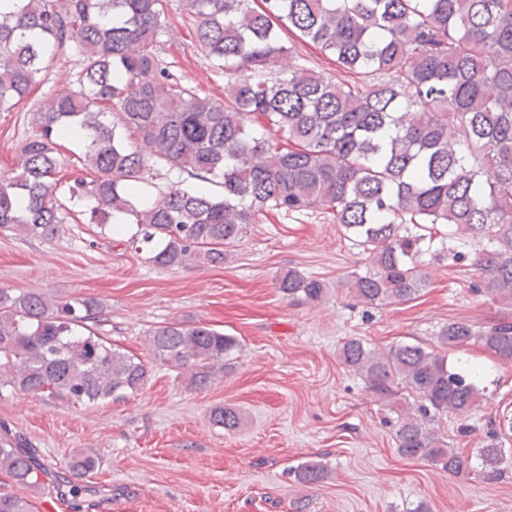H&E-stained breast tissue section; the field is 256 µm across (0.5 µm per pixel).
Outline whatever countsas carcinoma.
I'll return each mask as SVG.
<instances>
[{"label":"carcinoma","instance_id":"obj_1","mask_svg":"<svg viewBox=\"0 0 512 512\" xmlns=\"http://www.w3.org/2000/svg\"><path fill=\"white\" fill-rule=\"evenodd\" d=\"M183 0L195 48L224 70V100L200 96L159 51L165 0H0V112L26 102L47 52L65 46L83 62L77 84L33 112L39 134L19 147L20 166L0 176V232L55 237L62 224L56 138L82 142L96 178L81 184L94 200L90 222L134 218L128 242L159 267L224 263V251L270 214L322 207L366 253L363 273L340 286L367 306L404 303L427 285L419 257L423 234L408 225H448V237L478 244L472 290L512 307V0ZM307 39L334 56L349 80L305 64L282 74V35ZM159 163L202 179L218 178L215 196L180 184L146 207L137 184ZM486 171L494 178L483 179ZM277 288L288 299L321 301L327 284L288 270ZM93 297L49 299L0 289V397L49 392L97 404L141 391L154 363L187 372L202 390L237 350L235 337L205 323L172 321L151 329L147 354L112 346L87 322ZM477 343L512 362V321L488 326L457 320L437 343ZM343 364L397 415L395 444L407 459L454 475L480 470L502 478L505 460L494 431L472 455L453 448L435 423L468 416L480 403L481 375L419 344L387 350L352 337ZM419 401L417 412L399 393ZM218 425L237 412L218 407ZM98 466L78 454L76 478ZM0 469L38 493L50 469L26 439L0 424ZM324 466L305 462L294 479L315 485ZM0 512H35L27 497L0 494Z\"/></svg>","mask_w":512,"mask_h":512}]
</instances>
